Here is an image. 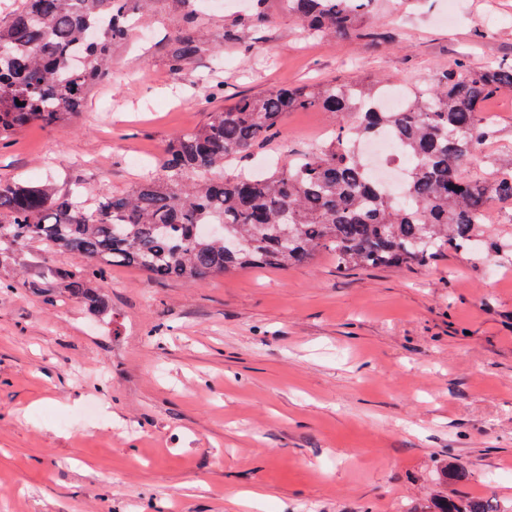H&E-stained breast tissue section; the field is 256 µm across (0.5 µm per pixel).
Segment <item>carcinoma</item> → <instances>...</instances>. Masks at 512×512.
I'll return each instance as SVG.
<instances>
[{
  "instance_id": "obj_1",
  "label": "carcinoma",
  "mask_w": 512,
  "mask_h": 512,
  "mask_svg": "<svg viewBox=\"0 0 512 512\" xmlns=\"http://www.w3.org/2000/svg\"><path fill=\"white\" fill-rule=\"evenodd\" d=\"M153 0H17L0 20V141L31 123L50 127L82 111L90 88L111 75L112 46ZM309 32L361 36L373 0H284ZM198 12L188 10L170 48L185 70L202 51ZM512 89V60L479 69L460 60L431 90H414L403 110L385 112L381 87L361 81L280 88L240 96L178 134L161 173L124 193L93 200L78 191L0 182V262L39 242L87 263L59 266V293L93 314L110 302L92 287L114 263L159 282L196 283L252 268L287 270L319 254L340 269L413 268L445 251L497 256L512 245L487 234L492 202L512 203V155L489 157L490 177L465 175L496 136L483 103ZM336 115L328 140L290 154L258 176L231 167L280 124L287 112ZM397 137L409 163L405 195L386 193L369 176L352 139L381 128ZM409 512H488L474 497L430 494Z\"/></svg>"
}]
</instances>
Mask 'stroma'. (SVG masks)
Listing matches in <instances>:
<instances>
[{
	"label": "stroma",
	"mask_w": 512,
	"mask_h": 512,
	"mask_svg": "<svg viewBox=\"0 0 512 512\" xmlns=\"http://www.w3.org/2000/svg\"><path fill=\"white\" fill-rule=\"evenodd\" d=\"M195 7L206 49L187 69L169 66L186 8L155 0L82 112L0 141V180L122 193L238 96L355 79L393 91L461 58H512V0H376L361 39L309 35L284 0ZM485 110L498 132L477 177L512 152V90ZM334 123L288 113L246 164L307 151ZM83 263L35 243L0 264V512H406L439 489L512 512L511 263L444 252L342 272L323 253L199 283L117 265L99 317L33 291ZM450 454L465 478L443 487Z\"/></svg>",
	"instance_id": "obj_1"
}]
</instances>
